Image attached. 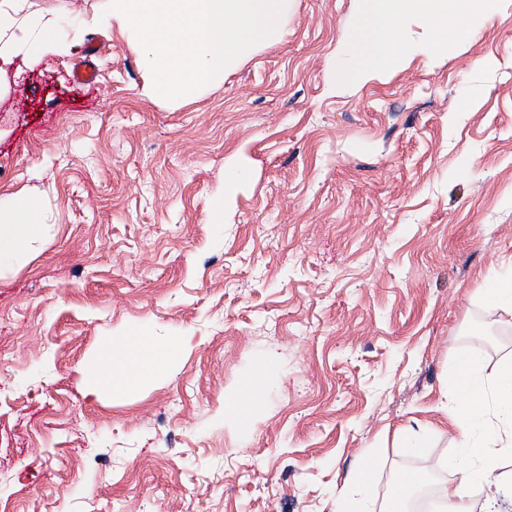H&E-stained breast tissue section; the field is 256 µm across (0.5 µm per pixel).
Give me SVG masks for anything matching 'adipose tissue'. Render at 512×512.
Returning <instances> with one entry per match:
<instances>
[{"label":"adipose tissue","mask_w":512,"mask_h":512,"mask_svg":"<svg viewBox=\"0 0 512 512\" xmlns=\"http://www.w3.org/2000/svg\"><path fill=\"white\" fill-rule=\"evenodd\" d=\"M499 6L500 0H367L340 71L361 81L395 66L399 56L393 47L401 38L400 20L415 17L428 23L430 40L408 47L409 53L428 54L466 42L478 25L496 16ZM84 45L83 30L63 31L57 11L33 9L31 0H0V98L6 94L3 81L17 62L72 58ZM40 235L41 212L34 199L15 196L0 204V257L28 263ZM175 354L173 347L152 337L130 334L119 344L104 346L100 365L86 367L82 375L93 385L123 392L163 371ZM448 391L456 404L454 424L468 464L441 494L438 512H474L475 493L488 495L504 483L512 484V474L503 473L499 465L512 451V360L504 361L485 382L477 378L473 360H458L448 368ZM489 403L496 408L490 421L482 417Z\"/></svg>","instance_id":"adipose-tissue-1"}]
</instances>
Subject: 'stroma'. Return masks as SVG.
Instances as JSON below:
<instances>
[{
	"instance_id": "35a3bbf8",
	"label": "stroma",
	"mask_w": 512,
	"mask_h": 512,
	"mask_svg": "<svg viewBox=\"0 0 512 512\" xmlns=\"http://www.w3.org/2000/svg\"><path fill=\"white\" fill-rule=\"evenodd\" d=\"M103 5L35 0L83 22L95 83L47 59L0 103V198L44 212L33 258L0 271V506L334 512L365 460L384 505L401 472L448 484L449 365L512 358L485 295L512 259V0L339 89L364 0H292L281 41L180 107ZM131 332L175 360L90 393L85 365ZM256 378L251 421L226 417Z\"/></svg>"
}]
</instances>
